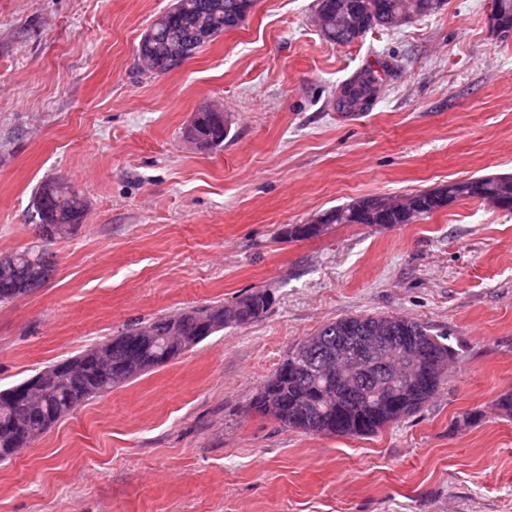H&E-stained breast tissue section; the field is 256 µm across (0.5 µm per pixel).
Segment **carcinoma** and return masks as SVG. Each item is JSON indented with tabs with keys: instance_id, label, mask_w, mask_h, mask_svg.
Segmentation results:
<instances>
[{
	"instance_id": "obj_1",
	"label": "carcinoma",
	"mask_w": 512,
	"mask_h": 512,
	"mask_svg": "<svg viewBox=\"0 0 512 512\" xmlns=\"http://www.w3.org/2000/svg\"><path fill=\"white\" fill-rule=\"evenodd\" d=\"M255 0H174L171 8L150 25L154 33L148 43H139V61L153 57L162 62L175 49L192 57L206 43L196 34V23L206 19L217 34L241 25L239 19L254 8ZM444 0H315L325 20L324 39L347 45L375 27H386L392 16L408 11L420 17L429 16L443 6ZM354 14L359 27H348L345 14ZM376 72L364 70L345 82L346 97L336 102L342 112H366L376 101L373 82ZM195 133L206 143V149L216 150L224 145V122L216 112H199L192 123ZM466 200L482 201L496 196L502 208L512 211V181H498L489 176L466 180ZM381 198L368 196L325 211L322 224L302 227L288 225L285 235L291 239H309L321 235L330 224H408L405 211L396 208L379 210ZM419 212L428 216L441 210L437 196L425 192L415 199ZM36 222L41 227L47 245L61 235L54 233L58 224L81 226L86 210L82 195L65 181L55 178L44 181L32 196ZM43 268L47 276L53 272L52 253L21 255L17 270L0 274V303L14 300L17 290L24 288L32 264ZM270 296L256 290L229 306L207 305L173 314L159 316L142 324L129 325L125 331L107 343L109 361L80 359L75 356L66 387L54 381L51 366L37 371L40 379L30 376L22 384L30 385L34 395L13 402V410L0 408V462L16 456L15 449L27 447L25 432L12 423L18 415L32 431H47L85 403L99 397L98 391L111 389L120 378L130 380L163 365L193 349L212 332L204 331L205 323L222 319L220 328L240 326L258 320L267 311ZM379 318L377 314H357L331 322L310 336L306 349L294 346L252 401V408L269 415L280 424L315 435L368 436L384 427L419 411L437 392L445 371L419 368L415 382L402 393L400 406L389 402L397 380L390 371L386 355L377 359L375 376L360 391L350 397L336 398V392L324 387L317 377L320 354L336 347V341L362 332ZM447 337L431 333L424 323L408 318L397 326L394 341L400 347L425 343L433 361L453 360L454 348L445 343Z\"/></svg>"
}]
</instances>
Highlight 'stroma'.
I'll use <instances>...</instances> for the list:
<instances>
[{"label":"stroma","instance_id":"obj_1","mask_svg":"<svg viewBox=\"0 0 512 512\" xmlns=\"http://www.w3.org/2000/svg\"><path fill=\"white\" fill-rule=\"evenodd\" d=\"M172 0H0V253L34 236L51 177L84 197L35 293L0 304V389L126 325L265 290L216 332L116 387L0 465V512H512V212L463 200L408 224L288 225L366 197L512 174V41L491 0L348 45L314 0H256L246 22L160 76L142 33ZM375 70L369 111L336 107ZM223 107V147L183 136ZM394 314L457 358L420 411L372 436H316L250 404L298 341ZM480 412L467 425L466 413ZM497 1L499 2L500 20L496 6L492 1L491 9L486 16L487 27L498 39L502 41L512 40L510 31L512 30V0Z\"/></svg>","mask_w":512,"mask_h":512}]
</instances>
